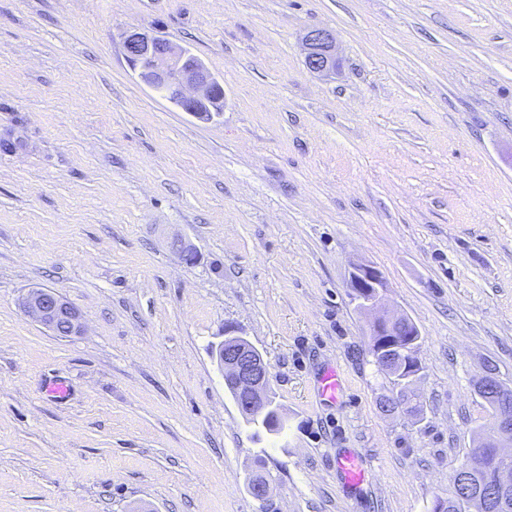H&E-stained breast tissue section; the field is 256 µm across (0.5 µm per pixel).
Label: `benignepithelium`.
<instances>
[{
    "label": "benign epithelium",
    "mask_w": 512,
    "mask_h": 512,
    "mask_svg": "<svg viewBox=\"0 0 512 512\" xmlns=\"http://www.w3.org/2000/svg\"><path fill=\"white\" fill-rule=\"evenodd\" d=\"M302 42L305 49V65L316 75H326L336 68V38L326 29L307 31ZM127 62L137 72L140 81L158 88L177 98L184 109L198 118L206 117L199 108L209 105L219 95L216 84L207 67L199 60L189 58L183 46L163 37L131 31L123 41ZM348 287L367 288L370 296H354L358 305L375 314L370 335L377 334L382 323L392 326L405 322V316L390 313L382 304L386 283L374 267L355 263L352 265ZM23 311L32 319L60 337L81 332L82 323L78 310L62 295L45 288H33L20 300ZM217 362L224 370V383L234 402L247 418H261L272 408L270 403V369L263 355L248 341L242 332L231 325L224 327V340L216 348ZM498 429L497 447L509 458L507 449L512 447V411L504 408L496 418ZM469 465H462L455 475L458 494L469 498L475 512H484V505H505L512 493V468L500 470L497 482L487 489H475L468 476ZM248 491L257 500L264 501L270 493L269 480L254 476L249 480Z\"/></svg>",
    "instance_id": "7a95c632"
}]
</instances>
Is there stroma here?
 <instances>
[{
    "label": "stroma",
    "instance_id": "35a3bbf8",
    "mask_svg": "<svg viewBox=\"0 0 512 512\" xmlns=\"http://www.w3.org/2000/svg\"><path fill=\"white\" fill-rule=\"evenodd\" d=\"M312 28L336 36L333 76L305 65ZM130 30L197 55L223 112L140 82ZM0 137L18 143L0 147V512L452 497L492 422L476 379L512 388V0H0ZM357 261L421 333L418 413L378 409L394 388L347 286ZM32 287L83 332L27 316ZM228 324L270 365L280 435H255L224 385ZM348 451L371 470L359 491L336 471ZM23 311L32 319L60 337L81 332L82 323L78 310L62 295L45 288H33L20 300ZM341 381L335 369H327L318 379L317 391L322 401L336 403Z\"/></svg>",
    "mask_w": 512,
    "mask_h": 512
}]
</instances>
